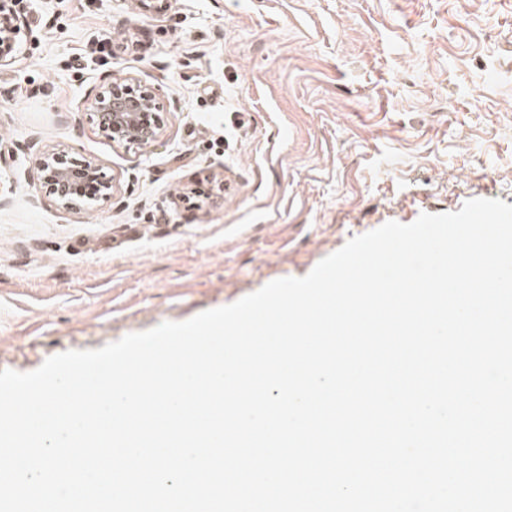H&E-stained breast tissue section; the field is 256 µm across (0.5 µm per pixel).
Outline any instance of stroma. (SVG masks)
Returning a JSON list of instances; mask_svg holds the SVG:
<instances>
[{
	"mask_svg": "<svg viewBox=\"0 0 512 512\" xmlns=\"http://www.w3.org/2000/svg\"><path fill=\"white\" fill-rule=\"evenodd\" d=\"M0 67V370L307 275L386 222L512 205V0H18ZM158 142L102 133L116 78ZM98 164L72 210L36 155ZM100 130L128 144L154 142L163 130L154 88L133 79L113 80L91 99Z\"/></svg>",
	"mask_w": 512,
	"mask_h": 512,
	"instance_id": "obj_1",
	"label": "stroma"
}]
</instances>
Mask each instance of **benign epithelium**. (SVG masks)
Here are the masks:
<instances>
[{
	"mask_svg": "<svg viewBox=\"0 0 512 512\" xmlns=\"http://www.w3.org/2000/svg\"><path fill=\"white\" fill-rule=\"evenodd\" d=\"M21 33L19 17L13 0H0V64L13 59L9 50ZM100 130L110 138L128 144L154 142L163 130L161 106L156 101L154 88L133 79H116L107 91L91 99ZM57 157L39 156L36 167L43 174L47 190L65 210L76 207L77 200L89 194L94 187L98 195H111L112 181L99 166L86 161L78 167L56 165Z\"/></svg>",
	"mask_w": 512,
	"mask_h": 512,
	"instance_id": "obj_1",
	"label": "benign epithelium"
}]
</instances>
